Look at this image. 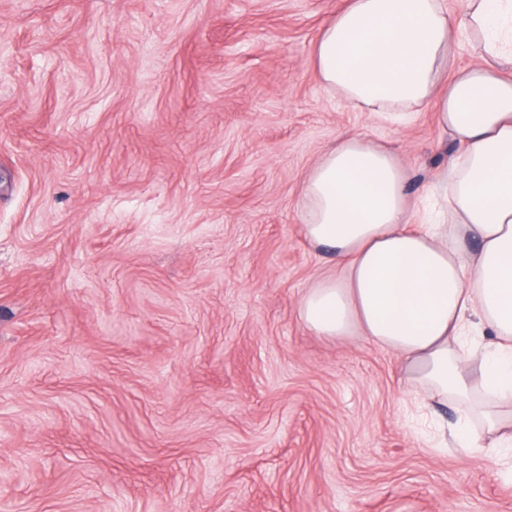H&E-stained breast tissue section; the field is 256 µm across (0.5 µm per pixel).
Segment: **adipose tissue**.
Instances as JSON below:
<instances>
[{
    "mask_svg": "<svg viewBox=\"0 0 512 512\" xmlns=\"http://www.w3.org/2000/svg\"><path fill=\"white\" fill-rule=\"evenodd\" d=\"M455 21L444 0H347L323 28L315 61L323 85L368 112L431 104L461 156L437 176L442 221L415 225L406 174L359 134L308 172L304 230L337 276L299 301L317 335L362 336L399 357L423 407L482 390L490 447L511 448L497 411L512 407V0H465ZM480 36L488 64L449 73L456 45ZM471 328L494 339L469 356Z\"/></svg>",
    "mask_w": 512,
    "mask_h": 512,
    "instance_id": "adipose-tissue-1",
    "label": "adipose tissue"
}]
</instances>
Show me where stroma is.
I'll list each match as a JSON object with an SVG mask.
<instances>
[{"mask_svg":"<svg viewBox=\"0 0 512 512\" xmlns=\"http://www.w3.org/2000/svg\"><path fill=\"white\" fill-rule=\"evenodd\" d=\"M345 0H0V500L10 512H512L501 453L397 357L316 335L308 171L460 146L326 89Z\"/></svg>","mask_w":512,"mask_h":512,"instance_id":"1","label":"stroma"}]
</instances>
